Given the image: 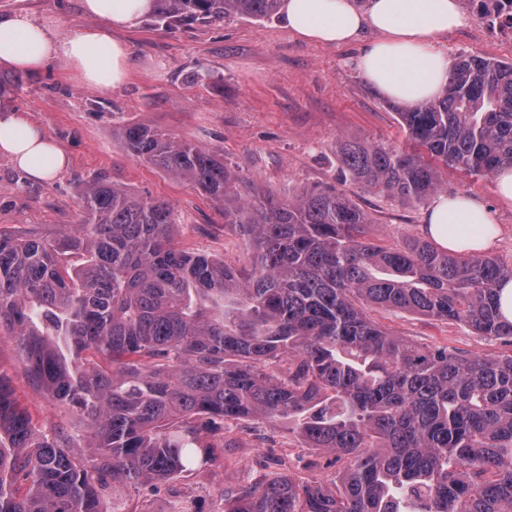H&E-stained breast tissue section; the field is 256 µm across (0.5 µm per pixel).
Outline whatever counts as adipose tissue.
I'll return each instance as SVG.
<instances>
[{"mask_svg": "<svg viewBox=\"0 0 512 512\" xmlns=\"http://www.w3.org/2000/svg\"><path fill=\"white\" fill-rule=\"evenodd\" d=\"M153 6V0H82V12L103 25L65 39L53 38L46 26L25 14L0 16V63L39 71L62 58L85 83L117 87L128 76L129 49L113 33L130 28ZM281 14L289 32L318 44L349 43L367 27L380 32V39L365 48L355 65L380 93L406 105L440 92L448 80V58L431 40L465 21L457 0H370L364 12L353 0H284ZM0 154L39 180L52 178L66 165L62 149L19 111L0 113ZM460 224H482L486 230L469 237L457 233ZM425 231L452 252L488 249L497 235L488 212L469 194L435 199Z\"/></svg>", "mask_w": 512, "mask_h": 512, "instance_id": "1", "label": "adipose tissue"}]
</instances>
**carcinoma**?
Masks as SVG:
<instances>
[{"label": "carcinoma", "instance_id": "carcinoma-1", "mask_svg": "<svg viewBox=\"0 0 512 512\" xmlns=\"http://www.w3.org/2000/svg\"><path fill=\"white\" fill-rule=\"evenodd\" d=\"M282 0H155L150 21L277 16ZM23 78L0 72V106ZM412 149L346 141L342 180L406 202L437 164L491 177L512 165V62L460 55L433 99L399 113ZM120 145L200 189L255 259L237 268L173 244L174 208L102 180L83 223L55 239L0 235V333L24 374L85 422L86 458L0 379V512H106L92 474L163 481L214 461V419L286 420L309 448L347 459L334 488L273 475L224 497V512H512V356L422 350L362 305L471 325L512 345L500 283L512 265L417 239L366 241L342 190L276 200L224 157L144 124ZM84 263L69 269L66 257ZM288 363L287 374L267 372Z\"/></svg>", "mask_w": 512, "mask_h": 512}]
</instances>
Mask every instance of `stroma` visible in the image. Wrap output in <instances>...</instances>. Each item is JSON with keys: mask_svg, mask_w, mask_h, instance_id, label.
<instances>
[{"mask_svg": "<svg viewBox=\"0 0 512 512\" xmlns=\"http://www.w3.org/2000/svg\"><path fill=\"white\" fill-rule=\"evenodd\" d=\"M24 13L62 38L98 26L80 0H0V15ZM463 26L436 35L435 49L512 62V40L473 14ZM129 44L130 76L102 90L85 84L65 60L28 73L10 110L56 141L67 164L54 178H30L0 155V234L57 236L79 223V197L90 181L104 179L141 196L171 203L180 222L176 245L237 266L253 256L221 209L189 184L120 147L124 126L157 127L182 141L223 155L245 181L285 200L305 189L340 188L371 217L369 242L395 246L423 237L428 202L407 203L357 184L341 183L337 146L342 140L409 148L395 102L380 94L354 66L362 43L378 39L365 29L357 43L329 46L288 33L280 19L232 17L210 25L165 29L139 20L120 32ZM442 194L468 193L489 210L499 234L488 253L512 264V206L502 203L493 179L448 168ZM367 315L414 345L464 355L506 356L512 346L476 333L467 324L399 309L370 307ZM0 377L28 407L40 431L75 434L67 406L44 397L25 377L13 340L0 335ZM213 439L217 460L198 472L154 484L113 490L112 477L95 478L107 512H224L225 495L245 481L271 474L300 483L329 485L346 459L308 448L286 422L252 418L220 425Z\"/></svg>", "mask_w": 512, "mask_h": 512, "instance_id": "obj_1", "label": "stroma"}]
</instances>
